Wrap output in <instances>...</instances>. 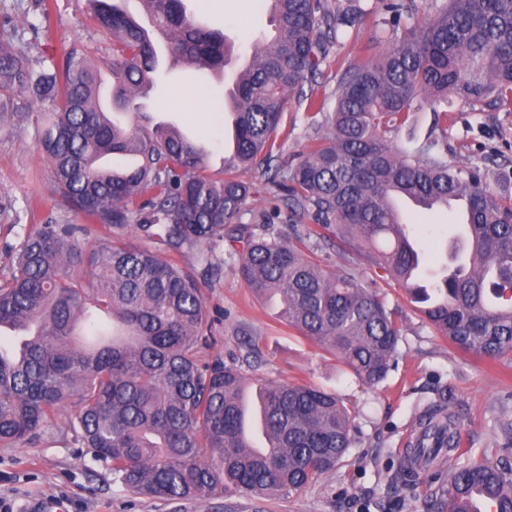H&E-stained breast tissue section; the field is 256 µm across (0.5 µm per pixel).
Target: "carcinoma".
Wrapping results in <instances>:
<instances>
[{"instance_id": "cac0c4a2", "label": "carcinoma", "mask_w": 512, "mask_h": 512, "mask_svg": "<svg viewBox=\"0 0 512 512\" xmlns=\"http://www.w3.org/2000/svg\"><path fill=\"white\" fill-rule=\"evenodd\" d=\"M97 28L112 38V112L98 104V78L73 48L49 68H33L17 30L0 29V112L24 121L33 105L51 121L40 149L56 191L105 233L87 248L90 229L39 224L0 278V331L26 327L18 347L0 344V445L27 444L60 413L95 459L135 496L171 502L224 493L265 497L298 492L336 469L352 446L356 411L334 394L297 382L262 383L256 398L271 451L245 429L250 383L216 357L204 360L209 323L197 277L132 241L173 252L229 241L254 295L278 302V316L333 354L367 385L380 382L397 355L402 325L380 283L355 269L330 268L299 235L260 234L239 223L251 194L244 175L272 169L282 148L292 95L322 75L329 49L358 16L377 5L409 19L404 35L376 60L350 66L336 108L323 116L304 158L277 183L290 212L313 213L323 230L418 301L407 271L422 262L393 195L457 196L468 207L475 254L463 274L430 288L422 308L436 335L487 358L512 353V198L490 192L482 168L450 165L437 142L396 146L397 131L424 103L454 98L472 112L512 109V0H430L431 20L413 21L408 0H267L277 31L251 65L235 74L236 150L224 177L178 129L123 124L154 87L156 48L136 20L89 0ZM180 67L232 65L227 37L196 25L183 0H140ZM412 455L448 454L445 512H472L474 493L493 512H512V466L485 457L460 462L456 422L434 412Z\"/></svg>"}]
</instances>
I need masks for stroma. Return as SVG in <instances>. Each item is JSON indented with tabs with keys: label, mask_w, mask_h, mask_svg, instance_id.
Masks as SVG:
<instances>
[{
	"label": "stroma",
	"mask_w": 512,
	"mask_h": 512,
	"mask_svg": "<svg viewBox=\"0 0 512 512\" xmlns=\"http://www.w3.org/2000/svg\"><path fill=\"white\" fill-rule=\"evenodd\" d=\"M50 10L48 37L25 33L33 66L50 65L80 47L98 65L104 85H111L107 66L112 42L88 15L87 0H0V22L35 18L40 4ZM195 23L223 31L238 58H251L274 26L266 0H250L240 13L239 0H184ZM403 35L398 26L379 24L374 16L359 19L322 66L314 92L325 111H334L338 82L347 66L378 58ZM232 76L214 78L194 71L160 72L145 105L154 120L168 121L205 149L210 173L224 169L225 124H210L207 113H189L161 103L176 90L202 87L210 102L223 100ZM48 115L22 124L0 121V277L5 276L29 225L82 224L83 213L54 190L50 165L39 148ZM287 120L294 131L278 161L280 174L301 160L316 126L297 101L288 104ZM398 145L418 147L430 140L447 143V159L482 163L487 188L512 197V112L472 113L461 103L447 113L431 107L411 113L406 125L391 134ZM247 179L253 193L241 215L245 224H259L262 213L285 208L267 175L256 171ZM414 238L426 255L446 258L452 243L444 212L411 209L405 213ZM162 258L193 272L202 289L211 320V347L205 358L222 357L238 365L254 381H295L335 393L357 410L359 431L336 470L297 493L271 497L225 494L202 501L168 502L130 494L114 478L109 464L95 460L81 447L60 414L38 441L18 447L0 446V502L13 512H437L434 502L445 484L434 471L411 482L402 481L401 452L414 433L417 418L430 402L443 401L454 415L463 441L474 455L512 466V448H504L501 414L512 415V354L501 359L479 358L454 350L423 322L417 304L400 288H390L387 301L403 324L398 363L380 383L369 386L331 354L285 326L273 307L255 298L238 274V258L228 242L213 246L216 273L206 272L195 252L171 255L153 244Z\"/></svg>",
	"instance_id": "obj_1"
}]
</instances>
